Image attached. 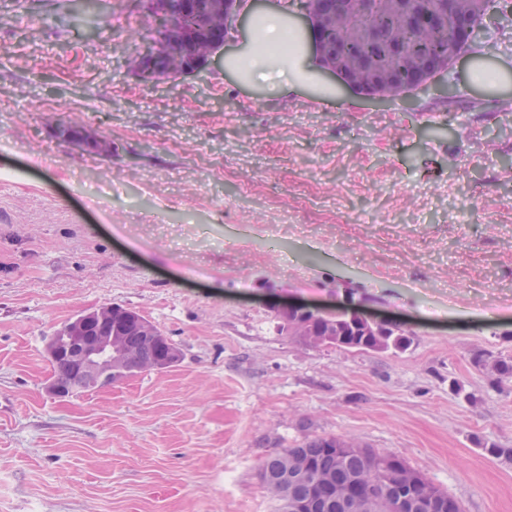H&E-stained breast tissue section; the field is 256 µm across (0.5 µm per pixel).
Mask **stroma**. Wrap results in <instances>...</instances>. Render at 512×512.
Listing matches in <instances>:
<instances>
[{"label": "stroma", "mask_w": 512, "mask_h": 512, "mask_svg": "<svg viewBox=\"0 0 512 512\" xmlns=\"http://www.w3.org/2000/svg\"><path fill=\"white\" fill-rule=\"evenodd\" d=\"M158 85L131 0H0V512H275L263 460L316 437L399 456L464 512H512V62L500 16L412 103L243 87L225 54ZM91 128L88 149L66 136ZM289 299L354 304L404 351L312 346ZM102 304L174 366L66 397L46 344ZM461 393L448 387L449 380ZM469 79L471 83L478 86L509 85L512 82V69L510 64L496 66L479 65L470 70ZM478 370H489L496 377L493 379L495 383H502L512 379V358L501 356H492L490 353L478 355L475 361Z\"/></svg>", "instance_id": "obj_1"}]
</instances>
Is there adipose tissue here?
<instances>
[{
    "label": "adipose tissue",
    "instance_id": "obj_1",
    "mask_svg": "<svg viewBox=\"0 0 512 512\" xmlns=\"http://www.w3.org/2000/svg\"><path fill=\"white\" fill-rule=\"evenodd\" d=\"M224 68L240 84L285 94L315 82L320 61L310 32L295 22L290 0H283L278 9L252 13L244 48L226 56Z\"/></svg>",
    "mask_w": 512,
    "mask_h": 512
}]
</instances>
